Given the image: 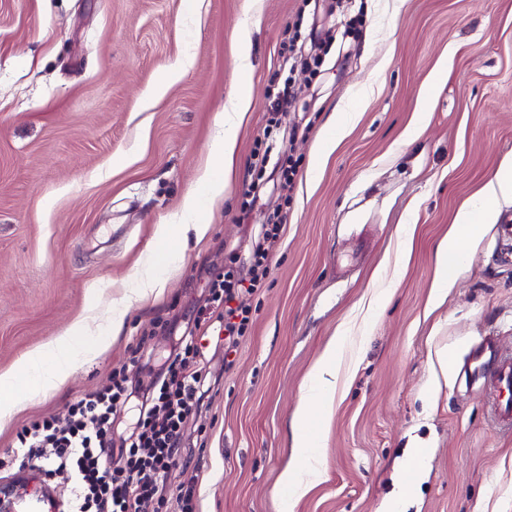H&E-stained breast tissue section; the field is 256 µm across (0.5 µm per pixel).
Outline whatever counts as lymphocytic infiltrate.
Here are the masks:
<instances>
[{
    "instance_id": "obj_1",
    "label": "lymphocytic infiltrate",
    "mask_w": 512,
    "mask_h": 512,
    "mask_svg": "<svg viewBox=\"0 0 512 512\" xmlns=\"http://www.w3.org/2000/svg\"><path fill=\"white\" fill-rule=\"evenodd\" d=\"M262 240L252 249L248 276L229 268L207 283V304L197 313L196 330L218 328L224 353L232 355L250 323L240 298L257 292L269 274V255L281 239L280 218L262 227ZM199 347L185 338L170 353L162 378L152 390L150 405L141 407L134 432L111 464L112 418L131 395L125 379L113 375L103 390L77 400L65 422L38 419L16 433L15 450L45 473L69 472L75 484L70 512H140L142 502L173 501L176 512H195L194 488L170 491L168 475L180 461L181 433L198 415L210 391L197 362Z\"/></svg>"
}]
</instances>
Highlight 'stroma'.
<instances>
[{
    "instance_id": "1",
    "label": "stroma",
    "mask_w": 512,
    "mask_h": 512,
    "mask_svg": "<svg viewBox=\"0 0 512 512\" xmlns=\"http://www.w3.org/2000/svg\"><path fill=\"white\" fill-rule=\"evenodd\" d=\"M290 49L320 66L288 69ZM286 82L266 165L297 159L292 198L262 187L243 221L269 97ZM241 86L251 106L224 199L199 196L208 236L147 265L156 225L199 170L221 175L210 142ZM335 112L352 113L345 130L328 127ZM324 138L336 147L311 169ZM507 154L512 0H0V371L87 313L82 345L109 336L112 303L141 270L166 283L160 300L132 297L109 349L0 432V482L29 480L13 512H47L42 485L62 503L72 484L19 467L16 430L65 421L113 372L154 383L208 279L229 264L247 275L275 214L284 235L265 288L242 298L252 319L236 353L225 358L223 337L198 340L212 390L183 430L171 486L194 487L196 512H382L416 441L423 468L405 512H512V430L459 366L487 336L512 354V241L480 225L444 303L428 307L437 244L462 204L481 207ZM333 339L336 399L313 423L322 478L283 497L291 415Z\"/></svg>"
}]
</instances>
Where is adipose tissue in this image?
I'll list each match as a JSON object with an SVG mask.
<instances>
[{"mask_svg": "<svg viewBox=\"0 0 512 512\" xmlns=\"http://www.w3.org/2000/svg\"><path fill=\"white\" fill-rule=\"evenodd\" d=\"M250 106V92L246 89L236 91L229 108L225 109L216 123V132L211 143V151L219 157L225 170H232L236 146V136ZM486 203L482 212H475L472 207H462L456 214L454 222L445 238L436 250L437 284L439 288H449L454 284V271L459 259L463 256L468 241L475 236L478 223L491 224L497 217L495 204L497 201L512 197V156L505 158L498 166L493 177L482 190ZM199 200L196 194H187L179 212L171 216L155 229V240L159 243L168 242L173 234L194 236L202 240L210 231L209 225L198 223L196 214ZM86 327L83 320L74 321L67 329L52 337L11 368L0 372V389L7 390V397L0 399V427L9 423L17 414L39 395L59 389L68 380L70 370L75 361L103 354L109 347L108 340L102 339L90 346L74 345L73 339L85 335ZM51 357L55 360L52 374L42 377L31 390L15 394L11 388L22 372L34 367L42 359ZM337 350L335 344H328L320 354L313 367L310 390L299 399L292 413V422L298 431L294 438V452L284 466L279 487L282 492L293 495L304 492L302 480V463L307 458V451L316 447L315 436L306 431L315 408L334 402L336 385L330 382V374L335 373Z\"/></svg>", "mask_w": 512, "mask_h": 512, "instance_id": "ef3b65f1", "label": "adipose tissue"}]
</instances>
